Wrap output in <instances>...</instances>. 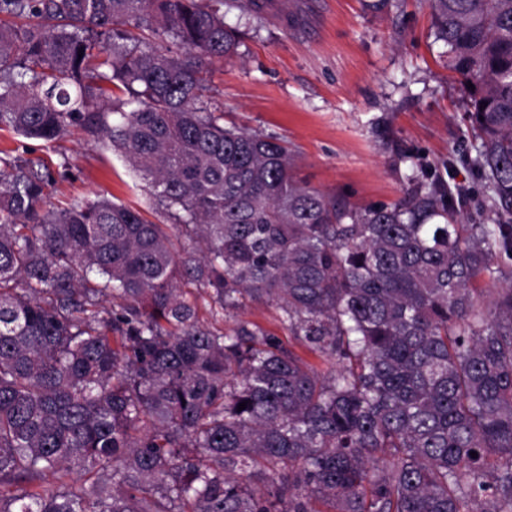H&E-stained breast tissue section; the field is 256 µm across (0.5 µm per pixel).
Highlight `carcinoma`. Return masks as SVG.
I'll list each match as a JSON object with an SVG mask.
<instances>
[{"mask_svg": "<svg viewBox=\"0 0 512 512\" xmlns=\"http://www.w3.org/2000/svg\"><path fill=\"white\" fill-rule=\"evenodd\" d=\"M429 6L493 224L418 175L354 207L224 125V0H0V126L108 140L205 246L104 195L51 207L49 171L0 156V512H512V0ZM181 272L217 314L275 303L327 372L204 328ZM73 471L89 492L44 485Z\"/></svg>", "mask_w": 512, "mask_h": 512, "instance_id": "cac0c4a2", "label": "carcinoma"}]
</instances>
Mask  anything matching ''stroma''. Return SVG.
<instances>
[{
  "instance_id": "35a3bbf8",
  "label": "stroma",
  "mask_w": 512,
  "mask_h": 512,
  "mask_svg": "<svg viewBox=\"0 0 512 512\" xmlns=\"http://www.w3.org/2000/svg\"><path fill=\"white\" fill-rule=\"evenodd\" d=\"M272 2L259 16L224 10L241 44L236 56L210 64L207 94L222 106L225 124L283 139L310 186L357 206L402 197L411 173L405 158H419L449 185L469 190L467 222L491 223L484 182L462 161L475 152L474 130L427 0ZM0 150L48 167L46 193L55 206L105 195L168 225L176 252L198 247L157 204L146 180L107 141L79 127L53 142L3 128ZM185 289L205 327L256 323L298 349L275 305L248 301L216 316L209 288L189 283Z\"/></svg>"
}]
</instances>
